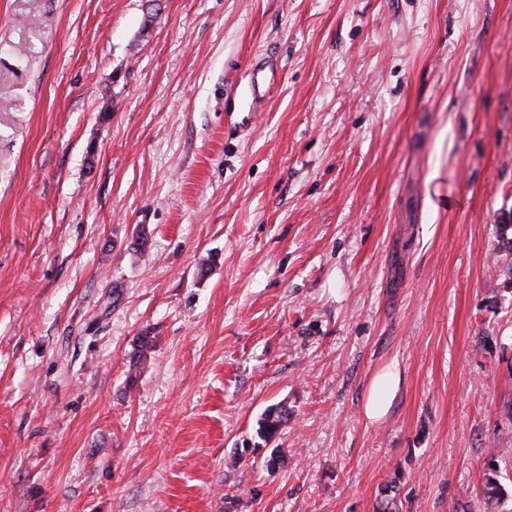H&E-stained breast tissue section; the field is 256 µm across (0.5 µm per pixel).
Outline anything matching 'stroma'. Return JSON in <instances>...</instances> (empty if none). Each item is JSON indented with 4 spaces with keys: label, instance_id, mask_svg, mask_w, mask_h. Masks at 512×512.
Instances as JSON below:
<instances>
[{
    "label": "stroma",
    "instance_id": "35a3bbf8",
    "mask_svg": "<svg viewBox=\"0 0 512 512\" xmlns=\"http://www.w3.org/2000/svg\"><path fill=\"white\" fill-rule=\"evenodd\" d=\"M492 459L512 0H0V512H484ZM401 381L402 376L396 362L390 363L374 375L364 404L366 419L377 422L386 415L388 402ZM287 422L288 412L286 409H270L258 422V435L265 441L270 442Z\"/></svg>",
    "mask_w": 512,
    "mask_h": 512
}]
</instances>
